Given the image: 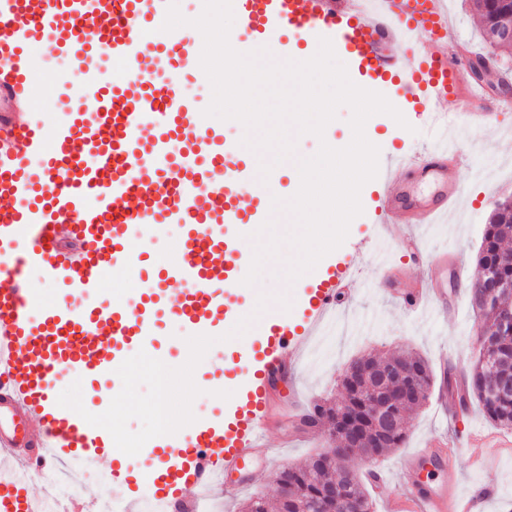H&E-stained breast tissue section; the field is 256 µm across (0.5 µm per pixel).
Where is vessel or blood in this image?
<instances>
[{"label":"vessel or blood","mask_w":512,"mask_h":512,"mask_svg":"<svg viewBox=\"0 0 512 512\" xmlns=\"http://www.w3.org/2000/svg\"><path fill=\"white\" fill-rule=\"evenodd\" d=\"M168 0H0V96L38 101L29 76L27 48L51 38L66 48L89 77V106L70 113L54 133L39 122L18 130L28 155L0 166V244L24 238L31 249L0 263V494L14 496L9 512H44L30 484L60 465L80 469L115 455L106 427L88 425L76 406L56 404L55 369L111 375L138 350L157 359L160 317L189 335L211 336L236 323L246 309L248 235L265 221L279 174L258 185L252 167L235 156L206 122L202 103L178 92L183 73H200L195 40L175 30L149 32L164 20ZM237 28L231 41L241 52H279L289 35L344 47L370 76L401 78L402 99L414 100L441 143L389 157L380 171L377 230L407 225L402 246L422 258L419 225L448 216L465 190L454 158L456 129L490 133L497 104L487 86L470 79L474 56L456 51L457 34L445 0H388L370 14L357 0H232ZM180 224L182 240L152 275L138 305L44 302L23 275L43 267L63 288L95 294L117 274L137 275L164 225ZM140 227L132 239V227ZM78 247L69 256L59 241ZM359 266H338L312 288L303 310L284 305L258 319L260 338L251 368L228 401L223 423L198 424L178 440L159 436L151 459L154 492L169 512H196L201 496L222 486L244 460L270 455L267 414L270 380L296 369L311 339L334 316L340 298L357 283ZM175 293H168L169 285ZM412 313L442 311L440 289L425 281L392 292ZM20 446L35 449L19 459ZM440 463L447 481L430 484L422 472ZM408 490L389 512H484V487L460 490L452 454L425 447L403 457ZM130 471L113 467L108 485L123 512H139L129 493Z\"/></svg>","instance_id":"vessel-or-blood-1"}]
</instances>
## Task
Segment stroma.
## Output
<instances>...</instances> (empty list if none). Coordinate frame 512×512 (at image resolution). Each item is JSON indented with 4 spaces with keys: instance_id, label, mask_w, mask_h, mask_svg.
I'll return each mask as SVG.
<instances>
[{
    "instance_id": "1",
    "label": "stroma",
    "mask_w": 512,
    "mask_h": 512,
    "mask_svg": "<svg viewBox=\"0 0 512 512\" xmlns=\"http://www.w3.org/2000/svg\"><path fill=\"white\" fill-rule=\"evenodd\" d=\"M336 55L347 62L348 74L354 83L385 95L408 122L403 128L385 114L369 118L365 134L370 142L379 146L381 159H388L397 151L432 145L428 126L415 114L412 104L401 100L396 82L365 79L355 65L349 64V56L344 50H337ZM28 57L33 82L46 87L47 92L35 104L24 97L8 102L10 125L0 126V165L25 152L22 141L10 134V126H21L36 119L49 131L62 125L69 112L81 104L75 85L80 72L71 57L50 58L37 44L29 48ZM483 140V133L474 130L461 142L466 162L457 176L465 187V194L446 222L425 225L422 248L426 264L415 265L402 247L403 225L390 226L385 241H378L373 224L378 186L372 181L361 190L363 212L352 220L347 239L341 247L322 258L314 272L290 285L276 278L278 265L270 261L266 263L257 287L242 295V302L254 310L259 309L258 299L262 296L273 302L290 301L298 307L303 303L305 288L315 280L318 272L352 259L359 262L361 272L357 293L345 299L343 308L316 336L300 362L299 385L310 403L317 405L339 398L337 384L343 370L352 359L365 354L413 351L425 357L437 374L442 371V354H449L460 366L471 358L476 347L475 314L469 301L461 299V289L453 271L430 269L428 262L448 249L459 254L467 269H474L482 230L494 201L500 195L512 194V159L500 160L495 171L480 177ZM383 248L389 249L395 271L414 278L435 274L439 286L448 292L451 311L430 322L407 316L394 307L386 298L391 283L381 278L375 265V256ZM162 333L175 340L174 345L162 348V369L172 379L173 412L190 411L198 423L215 418L223 411L225 396L231 388L222 376L220 365L228 360L230 345L246 350L254 345L257 330L252 321H245L231 332L197 338L191 350L187 349L186 336L176 324L163 323ZM156 394L157 387L151 377L133 380L127 371L121 370L108 380L65 378L58 386L55 398L63 405L78 404L87 419L147 440L158 435L147 412ZM288 400V384L280 382L270 402L269 441L281 446V456L271 462L256 457L242 463L228 478L229 483L241 485V492L231 499L220 495L213 497L215 512H241L248 496L254 494L275 498L273 480L283 466L305 465L328 447V426L324 423L312 427L304 438H293L294 425L288 414ZM444 401L440 386H433L428 400L407 419L404 444L375 464L380 481L368 486L375 512H386L390 497L402 491L398 473L402 457L412 449L422 447L427 439L442 434L456 447L455 465L461 473L462 490L488 486L492 495L486 503V512H512V429L504 430L494 425L476 404L471 405L469 414L454 420L445 418L440 409ZM111 466V461L103 458L87 468L78 480L79 497L74 500L58 498L57 512H97L102 498L101 480Z\"/></svg>"
}]
</instances>
